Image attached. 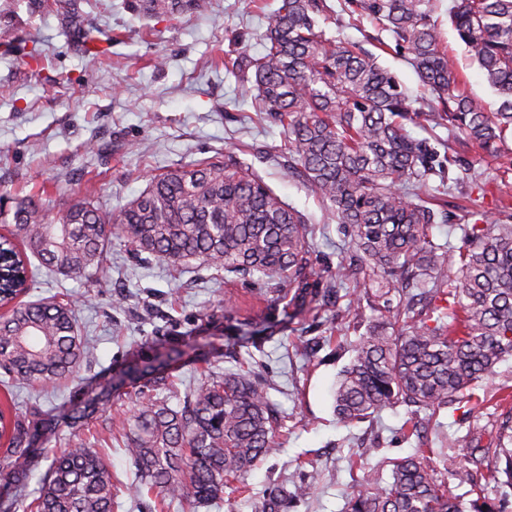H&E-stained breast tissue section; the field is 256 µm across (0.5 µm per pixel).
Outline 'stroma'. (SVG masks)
<instances>
[{"instance_id": "35a3bbf8", "label": "stroma", "mask_w": 512, "mask_h": 512, "mask_svg": "<svg viewBox=\"0 0 512 512\" xmlns=\"http://www.w3.org/2000/svg\"><path fill=\"white\" fill-rule=\"evenodd\" d=\"M433 2V18L442 26L448 57L459 67L467 93L496 111L500 96L468 60L448 23L452 0ZM326 3L329 11L319 19L326 36L361 43L377 55L420 113L407 126L410 135L447 154V126L421 117L429 106L409 51L375 22L352 15L347 0ZM275 7L276 0H206L196 12L147 24L131 10L130 0H87L90 22L113 39L106 64L77 53L55 17L20 14L13 22L16 35L37 42L48 61L31 68L0 55V195L23 196L44 182L49 193L42 204L49 216L88 195L116 210L138 196L153 175L220 153L252 167L305 216L309 245L322 265L333 268L349 259L335 211L301 178L289 175L281 126L259 118L251 99L241 94L240 79L214 62L218 48L259 51V36ZM463 157L468 179L458 181L454 169L436 173L417 186V194L452 193L454 203L471 206L475 224L499 219V200L512 193V137L501 157L470 151ZM107 251L103 274L72 279L44 269L26 294L30 301L71 302L81 334L93 346L81 365L83 379L175 346L184 356L177 364V388L165 395L169 407H178L181 390L207 367L227 372L245 366L266 381L279 410L277 450L242 487L228 485L223 500L197 512H262L268 488L287 484L299 472L311 493L289 512H346L349 494L363 480L355 461L379 465L385 482L386 460L420 447L436 474L446 476L470 438L489 448L497 444L496 395L502 388L512 390V358L477 382L471 399L437 413L424 439L404 435L402 405L344 425L333 412L330 391L372 315L369 298L361 300L362 322L351 325L345 297L327 310L310 301L295 307L277 300L273 290L230 275L142 259L121 239ZM130 411L127 398L113 399L80 433L62 423L42 445L52 454L76 436L100 445L119 481L113 512H159L155 497L136 492L134 466L122 442L109 438V426L120 425Z\"/></svg>"}]
</instances>
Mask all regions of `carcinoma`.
<instances>
[{"label": "carcinoma", "instance_id": "1", "mask_svg": "<svg viewBox=\"0 0 512 512\" xmlns=\"http://www.w3.org/2000/svg\"><path fill=\"white\" fill-rule=\"evenodd\" d=\"M85 0H0V18L20 7L54 15L80 51L100 63L105 41L87 25ZM353 12L375 18L413 55L420 83L437 103L433 117L496 157L512 134V0H453L452 28L487 83L502 98L488 112L465 92L449 63L431 0H351ZM202 7L201 0H135L149 20L173 19ZM322 0H279L254 54H224V69L252 73L245 94L270 115L288 142V173L296 174L336 211L353 254L324 274L308 245V224L282 202L263 179L230 158L197 161L153 176L147 187L117 212L90 198L70 203L51 219L35 196L15 198L0 216L13 214L0 235V304H13L0 318V369L11 386L49 388L78 379L90 345L78 333L71 306L54 299L16 302L32 281L29 257L68 277H91L104 268L112 238L124 239L136 255L172 266L195 263L237 278L284 289L289 303L311 299L329 307L361 277L377 284L375 322L356 345L335 384L334 411L349 425L393 404L410 407L409 434L425 428L422 415L465 398L512 355V224H466L465 250L455 275L448 257L429 239L428 227L448 216L412 193L435 172L437 152L412 138L409 102L395 74L361 46L337 42L317 29ZM445 302L433 318L417 307ZM182 355L171 347L139 358L83 388L74 405L46 411L36 401L18 409L12 394L0 402V449L7 480L21 489L43 449L35 447L64 420L79 427L99 405L131 387L169 390L171 366ZM511 404L498 429L494 451L473 439L452 476L470 486L469 512H505L486 501L472 480L512 485ZM278 409L249 370L208 371L175 410L162 399L136 407L122 422L124 451L136 469L137 493L164 507H191L224 498V487L251 471L278 446ZM364 470L363 488L347 500V512H463L457 497L441 489L422 450L392 463L390 481ZM274 486L268 512L288 498H306L311 487ZM112 467L94 447L77 442L56 454L43 475L29 512H112Z\"/></svg>", "mask_w": 512, "mask_h": 512}]
</instances>
